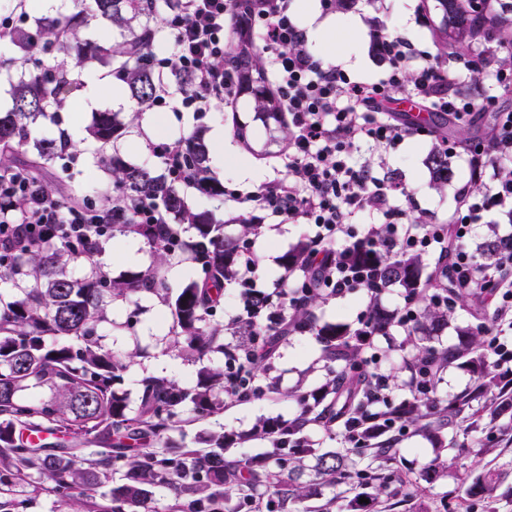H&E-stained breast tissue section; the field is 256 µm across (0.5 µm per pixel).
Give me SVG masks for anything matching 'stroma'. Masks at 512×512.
Wrapping results in <instances>:
<instances>
[{"mask_svg":"<svg viewBox=\"0 0 512 512\" xmlns=\"http://www.w3.org/2000/svg\"><path fill=\"white\" fill-rule=\"evenodd\" d=\"M332 17L337 26L346 31L341 64L361 81L377 79L386 69L385 62L373 49L376 32L399 35L424 50L434 48L431 29L423 22L421 0H352L350 7L333 11ZM239 119L250 124L247 138L243 141L234 134V125ZM91 121V113L76 102L67 112L49 113L43 121L42 128L46 132H57L65 124L73 129L76 136L70 172H63L57 164L43 170L41 177L50 187L92 194L111 193L112 184L97 162L96 146L83 140L84 129ZM199 124L205 126L207 138L223 135L226 147L245 155L257 178L263 180L274 176L276 167L281 164L280 146L271 142L270 133L261 122L253 120L250 99L246 96L238 100L235 111L219 109L207 113L200 121L190 112L174 113L168 125L152 134L140 126L129 127L118 148L126 160L139 163L150 158V146L189 134ZM434 146L430 139H411L397 150L365 152L361 158L374 165L379 175L406 184L411 197L402 200V207L432 221L442 222L454 206L457 188L468 178V164L462 156L450 157L453 176L443 191L434 190L425 164ZM307 232L305 225L288 223L276 225L271 234L263 230L258 232L256 249L261 257L262 289H273L281 273L282 255ZM151 261L147 245L133 236L118 233L106 238L98 257L99 265L114 278L144 270ZM111 317V322L99 327L98 335L112 354L132 359L118 385L119 391L127 394L131 404L139 402L143 375L169 378L191 386L195 384L201 366L215 369L225 366L221 355L211 354L198 361L185 357L179 347L169 343L167 333L172 319L167 307L157 298L133 296L114 302ZM137 346L143 348L144 353L136 358L132 351ZM320 354L321 346L311 333L290 336L279 346L275 359L282 387L292 386L301 378L311 386L320 383L322 373L314 367ZM296 412L291 400L272 393L246 402L228 399L224 402L223 412L206 419L185 412L171 438L192 447L200 432L220 428L225 434L243 438L241 444L232 448L233 456L254 457L265 453L268 448L267 441L249 436L257 419L277 416L288 419ZM398 438L399 467L404 477L399 491L422 505L425 512H465V504L459 497L461 481L467 474H476L485 468L502 472L497 497L492 504L494 512H512L511 431H492L494 448L486 456L479 458L466 452L453 460L449 459L446 448L414 435L412 431L399 433ZM437 459L447 461L448 469L442 478L430 485L422 480L421 474L429 463ZM105 491V486L98 485L92 487L88 495L78 494L68 500L52 491L47 474L36 472L22 479L7 474L0 476V501L14 497L27 499V512H83L87 499L102 500Z\"/></svg>","mask_w":512,"mask_h":512,"instance_id":"1","label":"stroma"}]
</instances>
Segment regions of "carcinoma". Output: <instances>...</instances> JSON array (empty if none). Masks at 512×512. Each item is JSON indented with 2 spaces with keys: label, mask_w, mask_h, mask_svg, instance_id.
Instances as JSON below:
<instances>
[{
  "label": "carcinoma",
  "mask_w": 512,
  "mask_h": 512,
  "mask_svg": "<svg viewBox=\"0 0 512 512\" xmlns=\"http://www.w3.org/2000/svg\"><path fill=\"white\" fill-rule=\"evenodd\" d=\"M430 1L440 13L439 24L432 28L439 57L449 60L448 49L491 37L495 46L487 52L496 55L502 50L512 59V4L495 12L475 10L474 0H423L424 9H429ZM177 4L178 0H71L70 12L65 15L34 17L16 27L9 44L12 53L19 55L21 74L11 85V107L0 112V168L15 166L19 152L31 155L28 168L34 172L60 155L61 140L34 137L32 126L52 106L71 99L80 84L44 72L39 62L42 49L78 67L110 69L116 85L138 106L147 107L159 85L154 65L157 27ZM102 19L120 36L110 46L80 36L83 28ZM61 31L66 36L55 40ZM227 62L235 66L242 91L252 96L255 118L265 124L271 120L284 123L281 101L267 86L254 36L244 23L233 29ZM125 129L116 113L96 112L87 134L104 147L116 144ZM185 159L197 175L198 192L224 198V184L211 176L204 127L198 126L186 136ZM104 163L117 193L112 212L118 217V228L147 244L153 263L114 280L96 261L103 247L100 239L89 248L66 240L35 239L16 254L8 245L0 249L11 260L10 266L0 267V280L12 285L9 300L0 297V466L16 476L30 470L46 473L55 491L64 497L75 487L98 484L99 475L109 470L123 471L124 481L110 488L106 502L92 503L91 512H131L145 502L149 488L158 484L169 487L177 497L191 496L186 502L176 501L182 512H241L257 499L266 512H361L375 506L380 496L393 494L392 485L403 483L400 471L392 467L397 449L392 441L379 439L375 429L363 434L364 447L343 451H323L308 436L313 427L329 433L355 414L370 420L376 413L366 401L374 377L363 365L366 336L345 323L319 322L316 309L321 296L316 292L292 313L291 322L293 331L316 335L322 346L326 381L283 392L271 376L267 358L251 357L254 373L299 407L292 419L263 418L254 425L251 435L271 444L266 456H227L235 439L224 433L199 436L203 450L167 440L186 408L202 418L224 408V401L214 396L215 389L224 388L220 371L200 370L196 384L190 387L144 376L139 406L130 411L126 396L115 388L127 363L106 350L97 335L112 302L131 295L160 297L172 315L168 335L186 354L231 356L234 347L224 343V329L208 325L207 317L220 303L224 288L237 281L243 241L255 235L258 225L244 219L237 233L228 234L211 212L195 209L181 186L161 167L128 162L116 151ZM426 166L434 185L448 183V150L435 147ZM143 196L159 201L176 226L193 230L181 256L174 255L168 242L158 238L153 225L125 223L129 203ZM310 249L308 240H300L281 257L279 283H288L306 269ZM479 251L485 259L481 269L494 267L500 258V236L487 234ZM180 257L200 263L204 277L186 281L171 296L162 270ZM350 259L373 261L375 285L398 286L405 295L419 300V325L409 335L411 349L405 354L402 378H407L422 358L449 366L460 361L476 375L472 387L446 399L436 392H410L392 407L399 422L441 444L446 420L461 418L472 432L491 429L505 417L512 419V392L502 389L486 349V332L494 318L483 300L481 280L461 288L454 276L447 274L452 304L443 308L422 295L427 283L442 275L438 268L427 270L421 257L393 256L382 242L377 249L370 246L351 252ZM71 261L83 263V276L72 275L68 270ZM459 304L471 306L475 317V323L464 332L466 339L450 348L432 345L431 333L448 324ZM393 321L394 312L378 304L371 306L370 329L384 335ZM278 327L277 321L265 327L236 321L233 335L240 342L277 344L281 341ZM31 390L45 391L47 396L32 400L25 395ZM24 429L61 434L67 437V444L30 442L21 434ZM152 439L157 441L156 448L137 452V445ZM88 443L102 447L91 462L80 458V447ZM353 454L368 458L364 468H357ZM351 484L361 492L350 499L334 496L315 510L307 505L322 495L324 487ZM464 486L471 500L490 501L500 486V473L489 469L469 474ZM363 497L369 503L359 502Z\"/></svg>",
  "instance_id": "carcinoma-1"
}]
</instances>
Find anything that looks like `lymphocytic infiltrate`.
I'll list each match as a JSON object with an SVG mask.
<instances>
[{
    "label": "lymphocytic infiltrate",
    "mask_w": 512,
    "mask_h": 512,
    "mask_svg": "<svg viewBox=\"0 0 512 512\" xmlns=\"http://www.w3.org/2000/svg\"><path fill=\"white\" fill-rule=\"evenodd\" d=\"M241 18L257 34L268 80L282 101L288 153L285 173L233 194L232 199L247 210L253 223L308 225L313 246L304 280L292 291L267 293L272 314L297 305L312 286L329 299L369 289L370 267L347 256L349 248L372 238L371 228L357 226L366 214L382 227L393 252L434 256L439 265H451L465 288L482 278L497 328L512 327V243L498 265L483 276L474 255L462 246L492 214L512 216V177L502 173L512 166V110L500 109L498 100L499 94L512 93V66H492L481 54L462 59L461 77L495 70L498 96L477 104L449 87L429 52L387 35L376 43L388 63L386 71L375 81L363 82L342 67L324 64L308 50L293 0H180L163 21L174 50L158 58L157 67L163 73L187 72L191 86L174 92L159 84L156 105L199 116L233 107V71L224 63L225 29ZM403 98L455 123L476 126L485 113L495 115L490 133L447 144L452 153L466 156L471 181L457 191L456 205L442 224L403 209L398 200L407 196V187L356 162L361 149L390 151L407 139L434 136V128L417 125L393 110V102ZM113 220L111 211L100 206L64 201L29 171L0 169V243L20 245L40 237L90 243L106 235ZM497 328L488 332L486 347L503 382L510 384L512 344L500 340ZM435 374L429 363L416 366L403 382L378 375L368 398L388 407L394 392L429 383Z\"/></svg>",
    "instance_id": "f902f5d3"
}]
</instances>
